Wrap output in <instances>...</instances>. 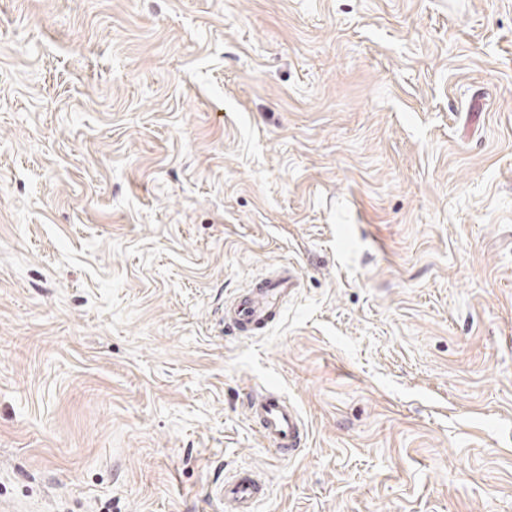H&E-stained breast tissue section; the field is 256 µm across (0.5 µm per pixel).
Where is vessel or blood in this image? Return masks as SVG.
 Returning a JSON list of instances; mask_svg holds the SVG:
<instances>
[{"label":"vessel or blood","instance_id":"vessel-or-blood-1","mask_svg":"<svg viewBox=\"0 0 512 512\" xmlns=\"http://www.w3.org/2000/svg\"><path fill=\"white\" fill-rule=\"evenodd\" d=\"M294 286L292 268L282 267L264 284L244 290L230 309L225 310L226 323L243 335L265 328L279 318L282 304ZM248 417L278 457H293L305 440L306 425L299 410L278 392L266 390L251 395ZM268 493L267 478L254 469L240 470L225 477L215 490L224 512H257Z\"/></svg>","mask_w":512,"mask_h":512}]
</instances>
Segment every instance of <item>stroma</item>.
Here are the masks:
<instances>
[{
  "mask_svg": "<svg viewBox=\"0 0 512 512\" xmlns=\"http://www.w3.org/2000/svg\"><path fill=\"white\" fill-rule=\"evenodd\" d=\"M245 467L258 512H512V0H0V504ZM262 283L244 290L230 309H224L225 323L241 335L262 330L280 317L283 302L295 288V275L292 268L283 266L276 276ZM247 406L249 420L270 449L280 458L293 457L306 437V425L296 406L272 390L251 395Z\"/></svg>",
  "mask_w": 512,
  "mask_h": 512,
  "instance_id": "stroma-1",
  "label": "stroma"
}]
</instances>
